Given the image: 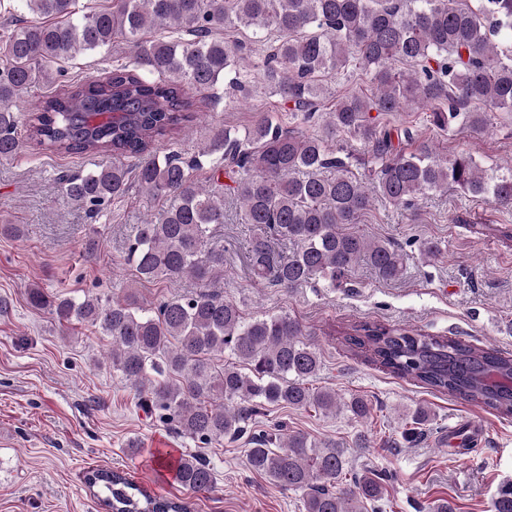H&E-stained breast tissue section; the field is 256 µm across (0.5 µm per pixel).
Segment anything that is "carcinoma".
Returning a JSON list of instances; mask_svg holds the SVG:
<instances>
[{
  "mask_svg": "<svg viewBox=\"0 0 512 512\" xmlns=\"http://www.w3.org/2000/svg\"><path fill=\"white\" fill-rule=\"evenodd\" d=\"M241 27L267 44L254 64L265 92L293 104L305 121L320 116L322 133L262 121L243 131L218 130L190 161L161 152L164 139L198 119L199 106L185 87L205 92L224 74L240 72L245 43L224 33ZM114 45L124 49V63L98 78L63 82L23 120L14 114L15 98L58 82L46 65ZM351 66L368 74L370 91L326 105L322 77ZM419 108L429 110L441 131L473 133L489 129L495 113L512 112V0H100L95 6L0 0V161L14 158L26 142L53 154L135 158L131 170L118 161L62 175L57 184L91 217L123 198L133 182L146 199L165 202L138 226L125 260L142 282L191 278L198 285L148 308L131 288L122 296L79 299L31 288L28 301L109 337L112 371L176 433L204 443L248 436V466L298 494L303 512H382L381 475L366 470L347 478L352 462L338 442L280 427L250 431L249 422L269 406L324 415L343 409L358 420L372 406L312 384L320 355L302 339L294 317L248 319L237 302L224 299V247L213 242L212 231L224 223L227 195L239 206L240 223L259 230L246 249L252 281L288 290L334 288L360 262L383 281L404 273L403 249L345 229L376 196L412 210L419 198L454 188L511 210L512 162L487 168L468 153L448 156L411 127L379 120ZM92 110L124 117L91 125ZM395 132L409 148L394 147ZM338 133L367 149V173L353 171L352 151L333 148ZM205 168L203 183L196 172ZM273 240L291 244L288 253L275 252ZM344 336L393 375L512 415V387L488 384L493 372L512 378L511 357L367 323ZM168 466L192 492L214 484L209 464L196 455ZM84 481L104 512H190L118 471L94 469ZM492 509L512 512V485L498 490Z\"/></svg>",
  "mask_w": 512,
  "mask_h": 512,
  "instance_id": "obj_1",
  "label": "carcinoma"
}]
</instances>
